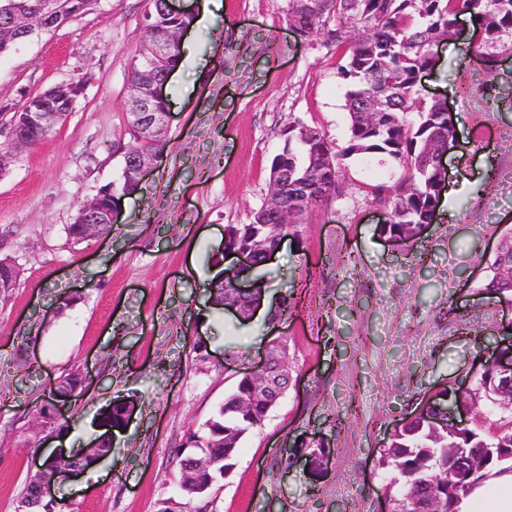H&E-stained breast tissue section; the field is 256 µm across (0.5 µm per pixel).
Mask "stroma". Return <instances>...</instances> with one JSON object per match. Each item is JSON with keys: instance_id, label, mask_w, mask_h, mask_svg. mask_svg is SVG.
<instances>
[{"instance_id": "1", "label": "stroma", "mask_w": 512, "mask_h": 512, "mask_svg": "<svg viewBox=\"0 0 512 512\" xmlns=\"http://www.w3.org/2000/svg\"><path fill=\"white\" fill-rule=\"evenodd\" d=\"M149 6L96 0L0 55L3 125L29 96L86 81L72 111L0 174V256L22 271L0 297V512H22L61 440L76 450L103 436L111 455L56 484L54 512H159L182 500L190 431L217 417L275 339L288 348L291 385L202 512H397L403 480L382 449L431 397L469 390L473 428L512 419L476 373L495 345L512 344V306L482 288L512 227V47L498 46L487 68L481 31L463 15L420 75L421 96L446 100L459 122L435 223L404 242L383 234L388 213L371 188L396 175L379 157H351L343 195L289 225L250 272L270 306L245 320L207 295L225 228L264 204L290 123L345 145L336 50L288 29V0H221L183 36L191 52L164 86L170 143L156 167L122 199L108 235L76 244L68 224L121 175L114 146L127 138L128 68ZM74 371L86 388L36 432L48 389ZM118 401L134 411L113 428L106 415ZM320 448L330 457L315 469Z\"/></svg>"}]
</instances>
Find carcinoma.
Returning <instances> with one entry per match:
<instances>
[{"mask_svg":"<svg viewBox=\"0 0 512 512\" xmlns=\"http://www.w3.org/2000/svg\"><path fill=\"white\" fill-rule=\"evenodd\" d=\"M42 0H0V5L18 9L29 15L34 26L52 24ZM154 26L146 31L148 41L160 40L164 34L189 27L193 17L186 13H169L161 8L160 0H151ZM467 14L483 34L482 59L491 64L502 37L512 34V0H288L285 22L294 24L296 35L309 40L325 39V45L336 48L341 64L338 74L347 82L345 109L349 115L348 139L344 147L333 146L319 130L299 121L281 131L284 147L272 160L270 175L281 182V202L292 208L305 200L298 215L327 205L337 196L336 190L314 189L307 192L297 185L311 184L323 177L327 168L338 178L345 177L346 160L355 155L383 154L398 173L394 185L372 188L373 199L390 209V221L382 232L399 238L417 233V225L425 224L437 209L441 192L440 172L436 165L437 152L453 135L448 127V107L441 100L427 101L419 95L417 78L431 63V43L438 37L455 35L459 14ZM179 61V47L169 48L168 54L154 66V76L166 81ZM385 94L392 100L383 129L368 130L357 118V99L363 95ZM107 203L106 195L98 192L81 206L69 236L76 235L77 226L92 215H101ZM288 226L274 223L264 208L252 212L247 224L226 227L224 248H240L256 237L276 240ZM231 280L214 278L209 295L213 305L224 306L231 293ZM247 384L239 381L224 399L219 417L207 423L203 435L193 433L195 448L211 462L209 472L181 477L192 484L193 494H200L209 484L226 476L242 440L255 430V422L264 415V408L244 406ZM497 448L512 447V420L492 436L474 430L462 436L448 430L444 421L436 419L424 424L411 421L394 432L387 446L397 456L404 483L417 478L432 479L445 485L441 490L446 512L453 504L473 490L470 484L448 485V447Z\"/></svg>","mask_w":512,"mask_h":512,"instance_id":"1","label":"carcinoma"}]
</instances>
